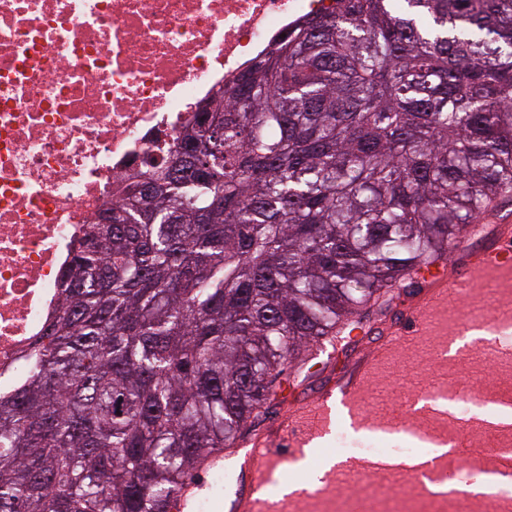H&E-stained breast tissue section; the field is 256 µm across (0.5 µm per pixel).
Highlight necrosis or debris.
Here are the masks:
<instances>
[{"mask_svg": "<svg viewBox=\"0 0 512 512\" xmlns=\"http://www.w3.org/2000/svg\"><path fill=\"white\" fill-rule=\"evenodd\" d=\"M334 0H0V380L16 377L57 312L84 225L144 179L208 98ZM337 430L351 461L419 454ZM371 472L321 512H512V484L445 488L437 471L388 499Z\"/></svg>", "mask_w": 512, "mask_h": 512, "instance_id": "4bbe7bcc", "label": "necrosis or debris"}]
</instances>
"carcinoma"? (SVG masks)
Returning <instances> with one entry per match:
<instances>
[{"label": "carcinoma", "mask_w": 512, "mask_h": 512, "mask_svg": "<svg viewBox=\"0 0 512 512\" xmlns=\"http://www.w3.org/2000/svg\"><path fill=\"white\" fill-rule=\"evenodd\" d=\"M227 93L170 152L205 176L124 189L0 382V512H166L304 351L512 192V0H336Z\"/></svg>", "instance_id": "cac0c4a2"}]
</instances>
